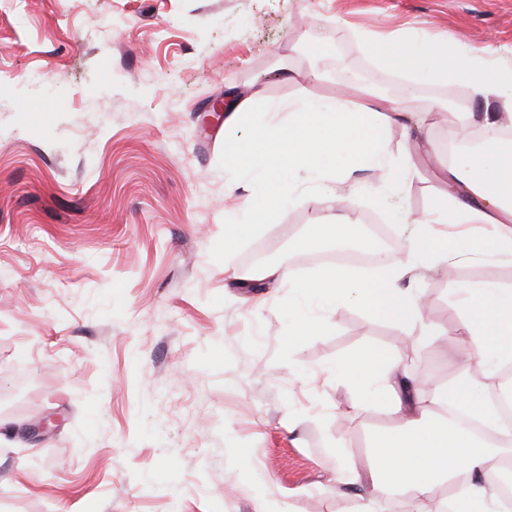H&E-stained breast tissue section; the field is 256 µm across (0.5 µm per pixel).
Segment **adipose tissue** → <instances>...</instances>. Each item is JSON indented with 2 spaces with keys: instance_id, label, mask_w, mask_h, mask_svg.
<instances>
[{
  "instance_id": "ef3b65f1",
  "label": "adipose tissue",
  "mask_w": 512,
  "mask_h": 512,
  "mask_svg": "<svg viewBox=\"0 0 512 512\" xmlns=\"http://www.w3.org/2000/svg\"><path fill=\"white\" fill-rule=\"evenodd\" d=\"M373 52L392 71L411 77L440 83L460 75L472 96L490 105L481 117L485 127L512 122V69L449 53L447 46L418 35L385 40ZM413 97L409 90L401 100H383L353 84L333 102L303 97L289 103L287 111L272 113L268 124L252 131L247 143H225L233 170L230 186L260 190L276 211L293 198L320 202L316 188L326 183L347 185L350 194H357L352 175L358 170H379L389 182H406L414 161L390 156L385 133ZM283 167L306 172L308 188L277 180L273 172ZM452 189L460 193L453 205L448 202ZM403 222L411 227L410 255L384 266L375 277L328 269L301 290L290 268L273 264L258 278L297 288L293 322L300 333L327 327L326 312L350 298L377 316L420 327L422 336H431L422 323L424 295L413 287L418 270L451 255H512V152L496 144L447 167L435 209L405 214ZM451 307L461 333L458 375L448 385L418 380L400 355L381 349L369 348L331 365L337 378L382 396L398 417L395 429L379 441L374 468L349 471L346 479L364 485L372 497H409L417 512H427L436 486L447 481L455 486L452 512H503L495 473L500 459L512 454V427L481 398L472 368L480 366L485 378L494 379L512 366V285L461 284Z\"/></svg>"
}]
</instances>
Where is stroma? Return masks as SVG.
I'll return each instance as SVG.
<instances>
[{"mask_svg":"<svg viewBox=\"0 0 512 512\" xmlns=\"http://www.w3.org/2000/svg\"><path fill=\"white\" fill-rule=\"evenodd\" d=\"M415 30L512 66V0H0V512H358L362 491L337 475L368 464L396 416L328 366L403 351L447 382L455 284L512 285V257L419 280L435 343L351 301L328 311L331 329L294 335L291 288L234 276L284 255L314 278L326 252L299 241L326 208L287 204L227 240L231 133L204 108L262 82L245 138L271 107L336 98L355 72L400 99L405 78L360 34ZM466 102L483 112L461 78L420 84L408 111L439 110L420 130L391 124L388 150L421 139L441 157L418 156L404 190L375 202L373 172L359 174L356 210L398 245L403 213L436 204ZM49 415L53 432L24 438Z\"/></svg>","mask_w":512,"mask_h":512,"instance_id":"1","label":"stroma"}]
</instances>
